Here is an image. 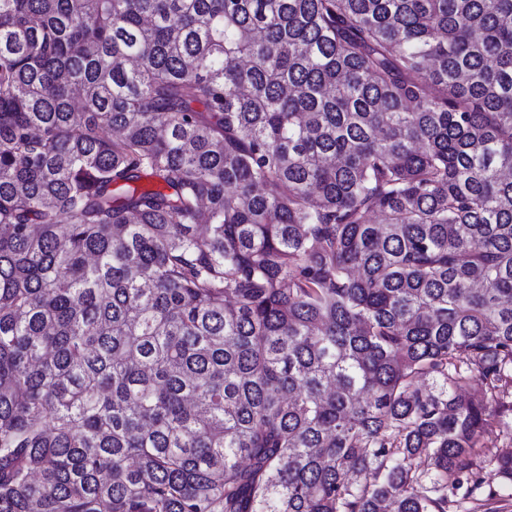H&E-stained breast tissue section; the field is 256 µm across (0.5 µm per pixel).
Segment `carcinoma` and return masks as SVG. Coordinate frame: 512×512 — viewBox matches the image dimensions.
<instances>
[{
  "mask_svg": "<svg viewBox=\"0 0 512 512\" xmlns=\"http://www.w3.org/2000/svg\"><path fill=\"white\" fill-rule=\"evenodd\" d=\"M496 429L512 0H0V512H503ZM486 442L489 443L490 448H483V453L480 452L479 456L474 457V462L486 478L492 480L493 470L495 469L494 457L503 451L512 450V435L508 433L498 432V430L486 437Z\"/></svg>",
  "mask_w": 512,
  "mask_h": 512,
  "instance_id": "cac0c4a2",
  "label": "carcinoma"
}]
</instances>
